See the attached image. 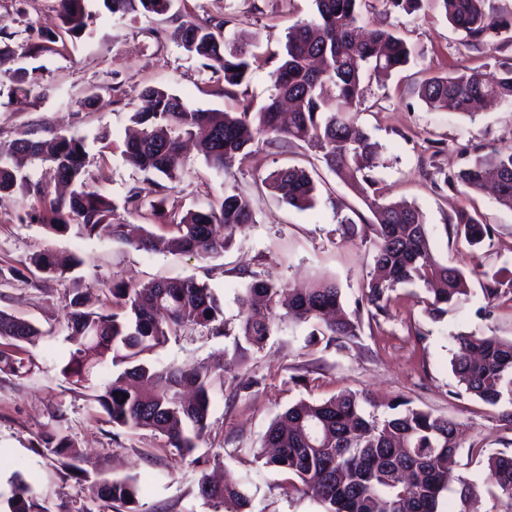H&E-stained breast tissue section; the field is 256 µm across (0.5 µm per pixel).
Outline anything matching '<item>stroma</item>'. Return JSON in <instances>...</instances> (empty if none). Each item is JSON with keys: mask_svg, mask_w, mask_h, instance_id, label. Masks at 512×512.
Listing matches in <instances>:
<instances>
[{"mask_svg": "<svg viewBox=\"0 0 512 512\" xmlns=\"http://www.w3.org/2000/svg\"><path fill=\"white\" fill-rule=\"evenodd\" d=\"M85 7L95 17L89 35L16 59V66L33 71L41 85L31 97L0 94V140L30 133L84 137L90 185L118 202L142 180L126 162L123 149L131 117L143 105V89L161 87L191 108L222 111L236 110L244 100L261 104L272 91L270 69L262 66L235 87L233 95H224L218 75L174 39L182 21H224L226 39L244 34L254 53L269 57L282 51L290 26L315 13L313 0H174L163 15L144 11L138 2L116 14L103 0H85ZM363 19L371 27L395 28L415 56L406 69L367 83L359 114L360 123L381 147L382 164L375 175L387 185L389 200L406 201L421 211L431 232L432 253L441 263L463 266L475 261L496 269L512 261V211L489 193L469 198L494 229L491 241L470 256L465 241L445 230L469 199L443 183L446 174L467 167L476 153L512 151V104L492 105L472 119L431 109L417 94L424 78L461 65L492 70L495 61L512 58V47L494 51L468 44L436 0H422L420 10L410 15L386 13L382 0H369ZM24 29L34 36L60 32L55 0H0V30ZM93 92L99 93V101L84 104V97ZM104 130L112 141L108 149L98 140ZM435 142L441 148L437 155L431 148ZM292 166L313 176V208L295 209L266 186L271 172ZM186 167L168 209L201 206L227 190L242 193L249 202L253 222L222 256L204 260L164 247L146 253L107 236L51 235L41 225L18 223L17 213L30 205L18 195L0 206V266L13 265L24 274L0 286V309L47 330L64 323L65 298L76 285L87 307L100 309L109 301L105 284L115 280L143 284L192 277L206 283L223 308L227 335L201 329L184 332L145 357L152 365L211 367L218 390L205 434L193 454L183 457L169 449L160 434L112 428L102 422L89 390L61 375L63 341L41 343L29 350L40 366L33 376H0V450L8 456L7 463H0L1 489L18 470L47 495L48 507L89 504L86 484L61 474L53 456L36 446L41 429L59 410L75 440L81 468L104 477L138 476L146 489V505L158 512H233L232 505L216 506L200 497L197 479L204 473L221 479L247 471L254 479L256 512H323L313 498L287 491L285 474L264 466L257 454L267 428L288 406L346 389L366 393L379 404L403 398L452 418L463 447L454 472L465 478H483L478 456L467 453L471 443H480L488 453L512 454V425L500 420L499 409L458 395L450 364L457 334L512 339L511 293L485 303L478 279H471L470 300L433 320L417 302L421 286L400 285L391 291L385 314L376 320L363 317L358 338L345 346L323 338L310 342V324L289 323L263 348L237 347L230 331L239 323L240 299L256 276L303 287L322 279L337 281L344 308L356 311L373 261L360 239L343 237L340 220L347 216L360 225L371 214L318 153L304 145L261 146L220 173L191 151ZM46 248L63 258H82L74 280L25 272L29 257Z\"/></svg>", "mask_w": 512, "mask_h": 512, "instance_id": "1", "label": "stroma"}]
</instances>
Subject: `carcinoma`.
Here are the masks:
<instances>
[{"label":"carcinoma","instance_id":"cac0c4a2","mask_svg":"<svg viewBox=\"0 0 512 512\" xmlns=\"http://www.w3.org/2000/svg\"><path fill=\"white\" fill-rule=\"evenodd\" d=\"M315 16L287 31L284 51L272 71L274 92L260 106L243 104L235 112L191 109L176 94L159 87L144 90L147 106L132 115L139 126L125 142L126 161L143 173L123 202L117 205L86 177L85 139L56 134L49 139L18 138L0 141V202L19 192L36 206L17 215L21 224L39 223L52 234L73 232L93 237L102 233L137 250L153 248L142 217L149 203L155 219L171 216L166 209L170 192L185 174L182 144L195 142L205 163L216 171L231 167L262 143L278 147L302 142L321 154L327 168L343 176L372 218L362 226L341 221L344 234L361 237L373 252L374 275L364 300L377 320L386 311L389 292L399 284L421 281L427 296L424 312L437 320L448 309L471 296L469 275L457 266L433 259L430 232L422 213L413 206L390 203L373 171L379 166L377 144L358 122L364 100V74L384 79L408 66L413 53L390 28L361 32V8L367 0H314ZM448 21L474 45L496 49L512 43V15H504L487 0H438ZM62 35L79 39L92 24L84 0H57ZM225 22L186 20L178 28L182 47L203 61V67L224 79V95L247 80L259 57L239 37L224 39ZM16 32L0 30V80L11 82L12 94L31 95L39 79L22 69L4 65L15 57L46 49L26 37L16 46ZM499 73L461 66L444 76L426 79L419 97L431 108L470 118L492 100L512 102V63H498ZM336 90V103L322 95L324 84ZM48 165L55 179L71 187L68 196L52 193L47 184L24 170L22 162ZM495 185L497 203L512 210V152L493 150L478 155L466 168L446 177L450 188L482 190ZM269 187L288 205L299 210L313 206L316 184L303 168L278 169L268 176ZM253 222L247 199L224 193L206 208L190 209L171 222L180 252L201 258L224 253L236 234ZM457 237L471 247L492 239L493 228L477 209L461 208L450 224ZM41 274L65 280L83 261L61 267L50 250L30 258ZM502 269L484 270L482 295L491 303L512 287ZM285 285L271 278L246 287L249 306L241 312L237 345L261 348L278 326L291 321L313 325L311 335L350 340L359 336L360 316L345 312L341 288L323 280L303 290L293 289L282 299ZM110 303L99 311L84 309L80 292L69 300L64 341L67 343L61 374L78 386L90 383L100 367L124 366L123 372L93 395L114 428L151 430L167 438L168 445L186 456L208 427L213 396L210 370L200 366L184 370L174 365L153 366L142 356L164 346L182 331L207 329L224 333L223 310L210 288L193 278L157 280L133 285L110 284ZM46 332L34 324L0 310V373L26 377L39 365L23 357L25 346L36 345ZM451 360L452 371L464 394L496 407L512 404V340L496 336L459 335ZM128 398H123V395ZM38 447L54 456L57 469L84 477L77 466L75 442L63 425V415L51 416L37 439ZM263 447L273 449L264 465L298 478L303 493L313 497L324 512H440L449 476L461 445L453 420L396 399L379 406L365 394L344 391L319 401L299 400L268 427ZM460 500L496 491L512 508V455L487 456L482 484L460 477ZM252 481L247 476L214 483L206 476L197 482L198 494L215 504L234 501L254 512ZM90 499L117 512H146L140 504L138 480L96 479ZM0 512H49L24 475L13 472L10 491L0 493Z\"/></svg>","mask_w":512,"mask_h":512}]
</instances>
